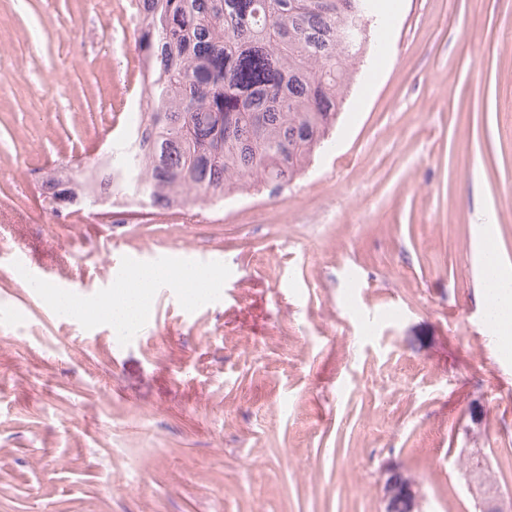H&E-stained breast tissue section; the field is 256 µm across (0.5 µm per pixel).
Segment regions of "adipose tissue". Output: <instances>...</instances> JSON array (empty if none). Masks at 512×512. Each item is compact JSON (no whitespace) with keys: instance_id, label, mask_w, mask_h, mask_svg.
<instances>
[{"instance_id":"ef3b65f1","label":"adipose tissue","mask_w":512,"mask_h":512,"mask_svg":"<svg viewBox=\"0 0 512 512\" xmlns=\"http://www.w3.org/2000/svg\"><path fill=\"white\" fill-rule=\"evenodd\" d=\"M496 285L486 289L487 312L492 313V328L499 334L501 344L512 347V270L503 263L495 265ZM223 273L218 269L199 271L194 269H173L160 271L149 268H135L114 282L112 292L97 300H78L59 293L52 294L51 301L60 311L72 316L96 314L105 319L113 331L128 330L139 324L157 285H164L172 292L184 294L186 300H193L191 284L204 279L209 287H216Z\"/></svg>"}]
</instances>
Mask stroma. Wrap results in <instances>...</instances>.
Masks as SVG:
<instances>
[{
	"instance_id": "obj_1",
	"label": "stroma",
	"mask_w": 512,
	"mask_h": 512,
	"mask_svg": "<svg viewBox=\"0 0 512 512\" xmlns=\"http://www.w3.org/2000/svg\"><path fill=\"white\" fill-rule=\"evenodd\" d=\"M331 144L277 198L203 222L93 226L37 204L45 159L141 109L129 0H0V512H475L462 461L512 495V358L485 319L477 224L512 266V0H384ZM113 257L224 278L157 287L131 338L57 312ZM386 512H421V500L414 487L390 476L383 487Z\"/></svg>"
}]
</instances>
